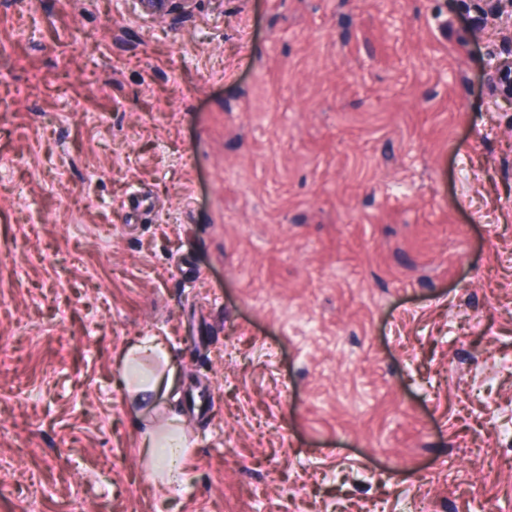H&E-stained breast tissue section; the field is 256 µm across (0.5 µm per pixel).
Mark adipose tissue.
Instances as JSON below:
<instances>
[{
  "label": "adipose tissue",
  "mask_w": 512,
  "mask_h": 512,
  "mask_svg": "<svg viewBox=\"0 0 512 512\" xmlns=\"http://www.w3.org/2000/svg\"><path fill=\"white\" fill-rule=\"evenodd\" d=\"M152 355L160 360H168L169 354L156 337L144 338L141 343L129 348L122 357V369L130 392L140 394H160L164 377L160 374L136 375L134 362L140 355ZM144 442L149 450L146 457V470L157 484L173 486L182 483L184 469L182 461L187 452V439L177 419H169L165 431L146 430Z\"/></svg>",
  "instance_id": "obj_1"
}]
</instances>
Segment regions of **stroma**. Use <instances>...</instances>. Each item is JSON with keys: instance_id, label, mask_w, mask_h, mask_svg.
I'll use <instances>...</instances> for the list:
<instances>
[{"instance_id": "1", "label": "stroma", "mask_w": 512, "mask_h": 512, "mask_svg": "<svg viewBox=\"0 0 512 512\" xmlns=\"http://www.w3.org/2000/svg\"><path fill=\"white\" fill-rule=\"evenodd\" d=\"M141 2L0 4V512H512V17ZM143 354L154 355L158 360H163L164 370L157 375L153 371L150 374L136 376L134 362ZM169 363V354L163 343L154 336L144 338L141 343L129 348L122 357V369L128 390L137 396L152 393L155 394V398L158 397ZM143 438L144 444L149 445L145 464L149 477L164 486L183 484L182 461L188 445L178 419H169L162 434L156 429H147Z\"/></svg>"}]
</instances>
